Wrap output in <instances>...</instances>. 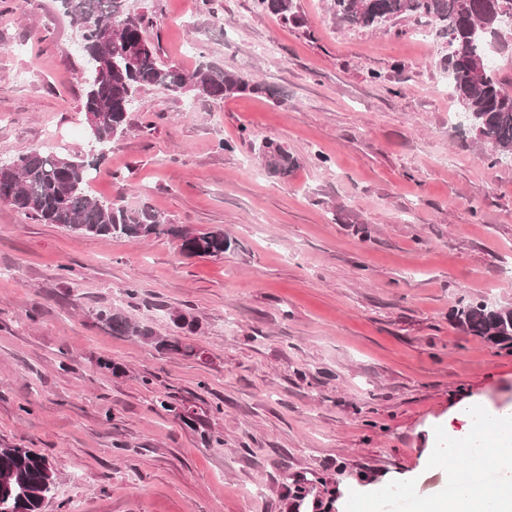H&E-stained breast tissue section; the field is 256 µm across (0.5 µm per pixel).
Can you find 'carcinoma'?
<instances>
[{
    "mask_svg": "<svg viewBox=\"0 0 512 512\" xmlns=\"http://www.w3.org/2000/svg\"><path fill=\"white\" fill-rule=\"evenodd\" d=\"M63 14L76 26L78 40L102 61L86 71L81 104L88 139L102 145L127 135V114L144 88H161L180 95L224 99L243 93L273 90L239 72L205 64L193 73L160 62L157 47L143 34L148 19L134 13L130 0H58ZM263 10L288 17L293 0H256ZM340 18L360 27L385 26L405 15L446 32L451 45L452 93L477 140L493 156L512 155V91L504 88L489 65L488 43L501 37V11H512V0H334ZM263 168L286 175L294 159L271 141L259 149ZM92 164L80 156L30 150L10 162H0V199L41 224H58L71 232L109 238L168 235L186 257L222 256L224 230L188 232L149 205L137 208L102 202L86 189ZM457 323L496 345H512V309L483 302L452 312ZM112 332L147 339L156 347L200 356L176 336H158L133 323L118 310L100 313ZM57 473L49 460L29 448L0 447V512H42L55 488Z\"/></svg>",
    "mask_w": 512,
    "mask_h": 512,
    "instance_id": "carcinoma-1",
    "label": "carcinoma"
}]
</instances>
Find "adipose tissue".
Instances as JSON below:
<instances>
[{
    "label": "adipose tissue",
    "instance_id": "obj_1",
    "mask_svg": "<svg viewBox=\"0 0 512 512\" xmlns=\"http://www.w3.org/2000/svg\"><path fill=\"white\" fill-rule=\"evenodd\" d=\"M495 426L482 462L503 472V479L476 489L471 485L468 468L452 470L448 478L456 486L453 497L423 502L420 512H512V413H497Z\"/></svg>",
    "mask_w": 512,
    "mask_h": 512
}]
</instances>
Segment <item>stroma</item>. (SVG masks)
<instances>
[{"label": "stroma", "mask_w": 512, "mask_h": 512, "mask_svg": "<svg viewBox=\"0 0 512 512\" xmlns=\"http://www.w3.org/2000/svg\"><path fill=\"white\" fill-rule=\"evenodd\" d=\"M293 5L285 20L255 0L132 3L164 64L269 91H141L89 190L223 229V256L0 202V446L53 462L43 512H353L395 487L416 507L447 492L430 460L460 446L469 410L512 408V349L449 318L512 308V162L449 124L447 40L414 42L413 16L350 27L331 0ZM84 69L55 0H0L1 161L89 154ZM267 139L288 174L262 167ZM115 309L205 358L113 334L99 314ZM258 154L263 168L272 174H288L294 165V159L288 151L271 141L263 143Z\"/></svg>", "instance_id": "stroma-1"}]
</instances>
